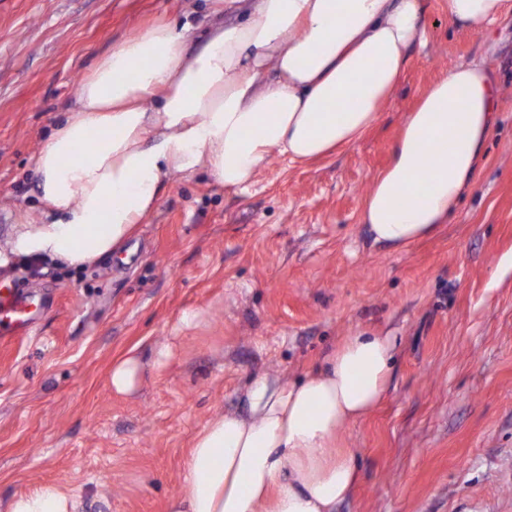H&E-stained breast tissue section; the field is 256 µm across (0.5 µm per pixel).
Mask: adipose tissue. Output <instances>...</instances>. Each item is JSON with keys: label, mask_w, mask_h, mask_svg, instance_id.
<instances>
[{"label": "adipose tissue", "mask_w": 512, "mask_h": 512, "mask_svg": "<svg viewBox=\"0 0 512 512\" xmlns=\"http://www.w3.org/2000/svg\"><path fill=\"white\" fill-rule=\"evenodd\" d=\"M238 10L243 19L215 25L198 51L187 29L159 24L97 63L35 154L52 219L17 224L0 267H86L121 250L176 176L205 171L244 189L272 155L304 164L355 143L424 41L421 0H215L214 14ZM511 15L512 0H448L449 21L475 34ZM496 99L480 59L431 84L365 195L360 222L375 243L402 249L449 222L474 183ZM396 346L387 334L351 336L299 380L253 378L245 412L197 433L168 512H336L357 477L343 430L386 394ZM85 510L44 484L0 512Z\"/></svg>", "instance_id": "ef3b65f1"}]
</instances>
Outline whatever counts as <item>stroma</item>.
<instances>
[{"mask_svg":"<svg viewBox=\"0 0 512 512\" xmlns=\"http://www.w3.org/2000/svg\"><path fill=\"white\" fill-rule=\"evenodd\" d=\"M425 45L356 143L313 165L272 156L228 191L178 176L120 255L0 281L55 300L35 335L0 343V502L44 483L88 512H166L208 419L254 377L297 380L358 333L399 339L388 392L349 424L358 480L336 512H512V17L485 34L423 0ZM211 0H0V240L40 220L34 155L118 41L189 24ZM484 60L498 124L450 222L406 249L359 222L408 112L456 64ZM135 351V390H113Z\"/></svg>","mask_w":512,"mask_h":512,"instance_id":"obj_1","label":"stroma"}]
</instances>
